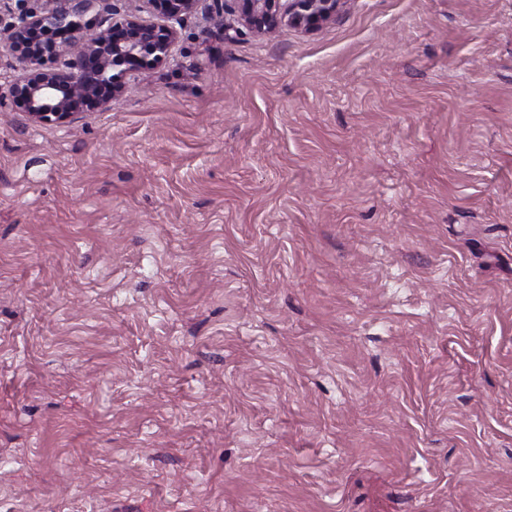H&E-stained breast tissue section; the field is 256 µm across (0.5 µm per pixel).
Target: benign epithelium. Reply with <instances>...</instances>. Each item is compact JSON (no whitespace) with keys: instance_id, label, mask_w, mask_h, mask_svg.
Segmentation results:
<instances>
[{"instance_id":"1","label":"benign epithelium","mask_w":512,"mask_h":512,"mask_svg":"<svg viewBox=\"0 0 512 512\" xmlns=\"http://www.w3.org/2000/svg\"><path fill=\"white\" fill-rule=\"evenodd\" d=\"M164 18L143 21L109 0H45L39 11H9L0 46L16 75L0 91V110L23 112L35 125H64L105 109L125 94L130 79L170 61L187 17L200 0H147ZM212 0L213 16L231 12L235 31L270 36L280 25L311 31L348 0Z\"/></svg>"}]
</instances>
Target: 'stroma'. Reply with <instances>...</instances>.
I'll return each instance as SVG.
<instances>
[{
	"label": "stroma",
	"mask_w": 512,
	"mask_h": 512,
	"mask_svg": "<svg viewBox=\"0 0 512 512\" xmlns=\"http://www.w3.org/2000/svg\"><path fill=\"white\" fill-rule=\"evenodd\" d=\"M209 5L0 112V512H512V0ZM349 0H212L213 17L230 11L238 27L257 36H271L283 23L311 31L343 10ZM226 2H233L230 7Z\"/></svg>",
	"instance_id": "35a3bbf8"
}]
</instances>
